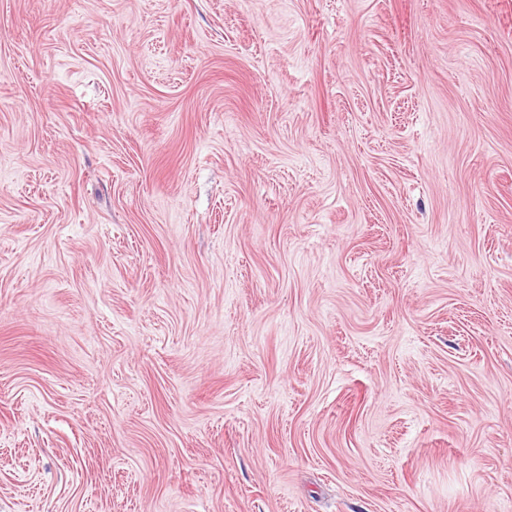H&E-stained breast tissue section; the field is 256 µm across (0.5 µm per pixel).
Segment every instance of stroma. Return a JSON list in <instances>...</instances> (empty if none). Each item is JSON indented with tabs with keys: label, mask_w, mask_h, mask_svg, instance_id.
Masks as SVG:
<instances>
[{
	"label": "stroma",
	"mask_w": 512,
	"mask_h": 512,
	"mask_svg": "<svg viewBox=\"0 0 512 512\" xmlns=\"http://www.w3.org/2000/svg\"><path fill=\"white\" fill-rule=\"evenodd\" d=\"M0 512H512V0H0Z\"/></svg>",
	"instance_id": "obj_1"
}]
</instances>
